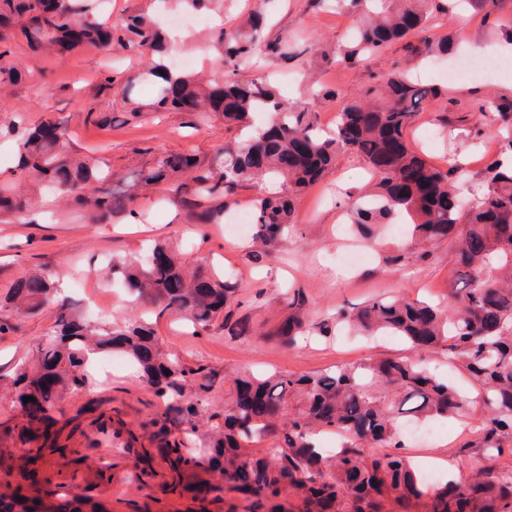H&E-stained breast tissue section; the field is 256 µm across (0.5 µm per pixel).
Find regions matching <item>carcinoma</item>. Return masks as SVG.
<instances>
[{"instance_id":"carcinoma-1","label":"carcinoma","mask_w":512,"mask_h":512,"mask_svg":"<svg viewBox=\"0 0 512 512\" xmlns=\"http://www.w3.org/2000/svg\"><path fill=\"white\" fill-rule=\"evenodd\" d=\"M357 19L352 37L324 58L334 65L356 67L381 53L389 44L420 36L417 56L423 60L448 57V39L434 40L428 32L437 15L429 0H340ZM99 0H0V21L20 18V33L31 44L64 56L87 45L110 51L137 47L156 50L161 38L158 21L136 15L120 26L99 20ZM257 37L241 29L222 32L215 50L224 55V71L196 78L151 59L127 84L130 115L143 109H183L215 112L229 127L245 131L224 144L204 166L189 153L159 154L152 166L137 173L144 185L167 183L173 195L192 207L196 224H214L221 209L200 207L198 201H224L245 184L269 177L283 180L288 191L259 198L252 214L253 243L268 249L282 238L294 219V199L314 184L336 155L351 153L365 160L374 180L372 193L348 194L350 223L366 235L396 219L406 220L414 247L442 240L453 242L462 273L474 282L465 295L440 310L404 296H376L356 311L341 309L336 320L316 326L327 338L347 328L373 340L401 336L417 352H434L448 343L480 388L488 413L472 446L499 453L512 448V165L501 160L486 170L483 192L470 209H460L456 190L462 168L443 171L412 147L408 129L424 104L441 97L440 88L396 71L368 87L361 99L341 110L332 137L316 133L313 101L288 105L266 80L241 83L235 60L254 54ZM152 88L143 103L135 94L138 83ZM484 116L495 113L505 129L512 128V91L501 92L472 106ZM262 112L268 122L253 128L251 119ZM17 164L15 180L34 179L54 193L74 199L94 223L130 208L134 193L105 185L103 173L71 153L69 137L59 123L45 118L30 128L10 130ZM32 199L16 187L0 188V207L16 214L30 210ZM137 305H151L180 314L205 331L224 316L231 336L244 332L232 321L226 306L234 293L224 276L202 267H189L165 244L154 245L142 257L112 265ZM7 300L35 314L55 313V334L38 346V366L17 370L14 385L23 422L7 426L4 434L25 447L27 461L47 455L66 457L58 444L52 412L68 384L91 382L87 355L119 350L142 369V379L163 405L145 425L163 444L171 492H188L206 510L209 496L235 494L248 512H512V472L486 467L465 479L434 485L403 455L412 428L434 419L463 417L472 401L450 379L416 362L381 360L341 366L334 371L294 376L238 375L230 381L234 395L224 407V419L212 420L222 437L198 447L195 436L199 400L211 389L206 374L167 357L156 347L151 329L132 319L124 328L85 326L75 320L58 297L50 275L31 274L16 280ZM302 293L289 300L291 313L280 324V343L298 342L305 322ZM197 375L196 401L185 398L187 378ZM30 396L35 401L24 402ZM330 430L339 438L336 453L324 456L315 436ZM267 443L260 455L247 448ZM367 448H382L378 458ZM215 466L224 484L189 481L202 460ZM9 500L0 499V512H105L88 500L41 484L35 474H22Z\"/></svg>"}]
</instances>
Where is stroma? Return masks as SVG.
<instances>
[{
    "label": "stroma",
    "mask_w": 512,
    "mask_h": 512,
    "mask_svg": "<svg viewBox=\"0 0 512 512\" xmlns=\"http://www.w3.org/2000/svg\"><path fill=\"white\" fill-rule=\"evenodd\" d=\"M209 12L221 15L228 30L252 13L267 20L258 34L254 57L237 64L239 81L271 78L281 96L291 102L303 101L318 84L341 90V97L321 96L314 102L317 124L327 130L335 127L345 96L418 63L415 50L420 41L414 37L390 45L356 68L324 65L323 53L344 42L354 21L332 0H224L223 6H211ZM509 28L512 0H494L487 12L449 9L439 15L432 34L449 38L455 51L476 54L502 43ZM180 32L183 42L169 46L167 56L194 59L198 72L222 68L209 32L187 26ZM274 39L287 43L295 58L282 61L266 54L265 44ZM6 49L0 68L17 69L19 76L0 88L1 158H8L12 150L13 141L6 132L10 122L20 119L31 126L50 115L67 128L73 152L88 157L111 176L113 184L122 186L159 153L190 151L205 163L218 147L237 136L236 131L225 129L223 121L204 112L146 109L131 117L123 90L130 76L148 61L144 51L86 46L55 57L30 47L21 37L9 40ZM511 87L512 76L494 83L477 78L449 83L447 103H429L418 114L409 140L422 144L435 166L444 168L449 159H459L469 189L480 191L484 170L499 157L497 123L493 116H486L485 136L467 138L473 123L469 105ZM369 178L363 160L339 155L319 182L300 195L288 240L269 252L252 247L249 239L228 238L223 225L191 223L187 207L170 201L163 186L139 190L136 209L141 220L134 222L120 213L103 224L91 223L72 200L33 193L34 214L0 215V318L12 325L10 332L0 334V421L18 417L12 378L18 367L32 363L38 344L54 326L51 311L26 314L6 306L5 295L13 282L32 273L62 277L64 295L77 315L89 319L86 298L94 295L110 302L108 320L121 326L129 318L132 303L121 279L105 275L104 268L110 261L139 255L150 240L169 245L187 264L214 265L231 275L233 317L247 327L241 335H229L220 320L196 335L178 314L155 309L148 315L164 351L177 353L187 367L203 369L211 377L205 413H223L225 380L235 371L301 375L341 364L408 357L410 350L399 338L366 343L343 336L327 342L311 339L290 348L270 336L287 317L288 295L296 289L305 298L302 316L310 328L332 317L338 308L357 307L379 294L441 303L461 294L459 267L444 240L429 245L420 259L414 251L403 249L401 239L385 232L371 239L368 264L340 274L326 262V255L343 249L347 238L344 194L364 191ZM394 255L400 256L399 265H387V257ZM105 360L112 365L111 377L93 387L68 388L58 403L67 420L58 442L75 450L80 462L44 457L36 464L39 477L68 493L92 497L108 512H192L189 496L164 489L168 465L156 455V443L145 425L158 399L142 382L137 366L125 357L109 354ZM483 417L476 404L469 418L443 420L441 436L412 442L407 450L411 462L429 467L437 453H444L453 463L443 471L447 477H465L488 465L512 469L511 450L491 460L484 449L471 447ZM102 424L120 431V438L106 439L98 431ZM127 442L137 451L154 453V477L144 482L135 478L133 458L123 449Z\"/></svg>",
    "instance_id": "1"
}]
</instances>
